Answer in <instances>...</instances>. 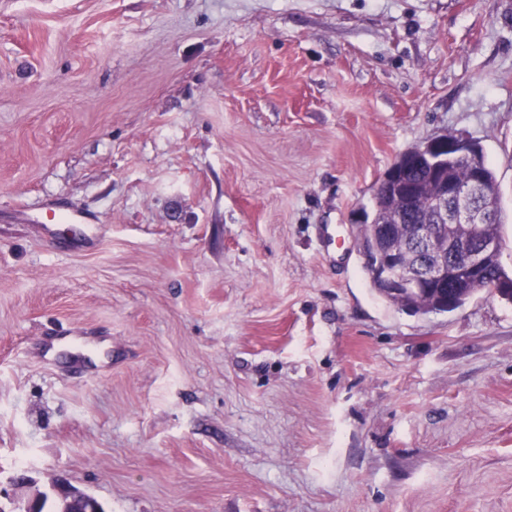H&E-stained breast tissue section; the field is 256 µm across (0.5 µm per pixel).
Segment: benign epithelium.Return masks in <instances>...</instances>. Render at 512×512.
Here are the masks:
<instances>
[{"mask_svg": "<svg viewBox=\"0 0 512 512\" xmlns=\"http://www.w3.org/2000/svg\"><path fill=\"white\" fill-rule=\"evenodd\" d=\"M468 145L470 141L464 138L444 134L417 146L416 152L428 165L431 177L426 187L428 206L419 214L420 223L413 225L412 235L417 250L427 259L408 267L402 263L396 249L364 258L370 267V277L392 295H411L426 288L433 291L435 313L456 310L457 293L481 279L489 256L501 250L498 239L483 233L484 225L492 223L498 207L496 188L487 185L478 172L465 186L439 175L448 158L463 154ZM410 210V196L400 193L395 195L394 203L385 215L373 210L363 215V221L377 225L379 236H391ZM31 483L32 479L24 472L14 475L11 512H31L32 505L45 496L43 492L28 495L27 488ZM59 491L62 492L58 497L60 512H69L68 505L74 499L90 498V494L69 486L63 478L56 480L51 494Z\"/></svg>", "mask_w": 512, "mask_h": 512, "instance_id": "obj_1", "label": "benign epithelium"}]
</instances>
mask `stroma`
<instances>
[{
    "mask_svg": "<svg viewBox=\"0 0 512 512\" xmlns=\"http://www.w3.org/2000/svg\"><path fill=\"white\" fill-rule=\"evenodd\" d=\"M443 133L494 169L511 269L512 0H0V481L512 512V303L407 314L357 249Z\"/></svg>",
    "mask_w": 512,
    "mask_h": 512,
    "instance_id": "stroma-1",
    "label": "stroma"
}]
</instances>
